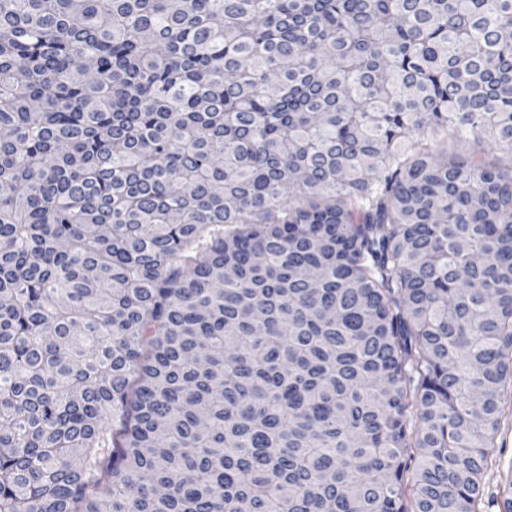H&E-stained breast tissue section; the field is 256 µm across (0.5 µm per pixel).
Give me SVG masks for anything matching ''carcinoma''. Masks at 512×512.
<instances>
[{
	"label": "carcinoma",
	"mask_w": 512,
	"mask_h": 512,
	"mask_svg": "<svg viewBox=\"0 0 512 512\" xmlns=\"http://www.w3.org/2000/svg\"><path fill=\"white\" fill-rule=\"evenodd\" d=\"M507 405L512 0H0V512H482Z\"/></svg>",
	"instance_id": "carcinoma-1"
}]
</instances>
